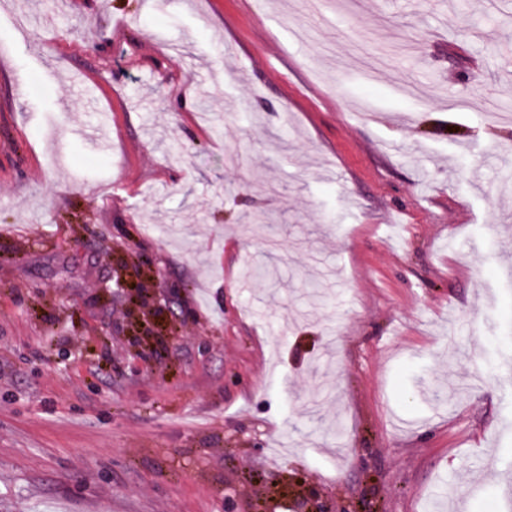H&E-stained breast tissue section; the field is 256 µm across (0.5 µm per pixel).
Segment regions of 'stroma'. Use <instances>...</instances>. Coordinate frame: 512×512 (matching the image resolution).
Returning a JSON list of instances; mask_svg holds the SVG:
<instances>
[{"label": "stroma", "instance_id": "obj_1", "mask_svg": "<svg viewBox=\"0 0 512 512\" xmlns=\"http://www.w3.org/2000/svg\"><path fill=\"white\" fill-rule=\"evenodd\" d=\"M311 2L0 0V512L506 502L512 0Z\"/></svg>", "mask_w": 512, "mask_h": 512}]
</instances>
